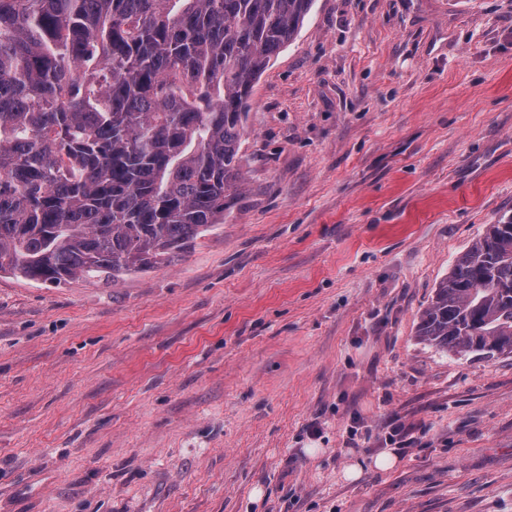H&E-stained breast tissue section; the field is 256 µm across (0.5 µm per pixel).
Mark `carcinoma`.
Segmentation results:
<instances>
[{
  "mask_svg": "<svg viewBox=\"0 0 512 512\" xmlns=\"http://www.w3.org/2000/svg\"><path fill=\"white\" fill-rule=\"evenodd\" d=\"M313 0H0V273L170 264L236 188L255 81ZM447 352L512 354V218L424 311Z\"/></svg>",
  "mask_w": 512,
  "mask_h": 512,
  "instance_id": "cac0c4a2",
  "label": "carcinoma"
}]
</instances>
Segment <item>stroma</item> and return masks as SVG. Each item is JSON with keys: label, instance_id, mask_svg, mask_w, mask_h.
Segmentation results:
<instances>
[{"label": "stroma", "instance_id": "obj_1", "mask_svg": "<svg viewBox=\"0 0 512 512\" xmlns=\"http://www.w3.org/2000/svg\"><path fill=\"white\" fill-rule=\"evenodd\" d=\"M227 202L171 264L0 275V512H512V356L418 338L512 218V0H314Z\"/></svg>", "mask_w": 512, "mask_h": 512}]
</instances>
